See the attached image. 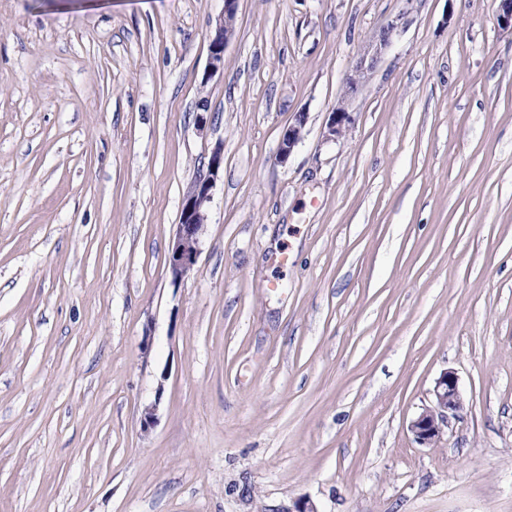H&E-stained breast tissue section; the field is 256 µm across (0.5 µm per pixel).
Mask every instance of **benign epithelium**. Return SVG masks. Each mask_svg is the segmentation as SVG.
<instances>
[{"label":"benign epithelium","mask_w":512,"mask_h":512,"mask_svg":"<svg viewBox=\"0 0 512 512\" xmlns=\"http://www.w3.org/2000/svg\"><path fill=\"white\" fill-rule=\"evenodd\" d=\"M237 3L238 0H224V11L210 31L208 72L211 75L224 70V50L234 33ZM403 29L404 16L400 14L393 17L372 37L362 56L349 69L345 77L344 94L332 111L326 139L337 141L349 131L353 122L348 110L350 99L359 92L368 72L373 70L382 53L392 45ZM306 120V113H297L294 122L283 132L277 154L279 163H286L301 141ZM223 166L224 151L218 146L183 197L179 224L169 257V272L175 284L188 278L196 263L207 221V205ZM433 395L432 404L425 407L410 423V431L415 441L421 445H431L439 440L443 424L449 417L458 415L464 407L458 377L451 370L442 372L437 378Z\"/></svg>","instance_id":"benign-epithelium-1"}]
</instances>
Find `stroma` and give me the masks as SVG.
Segmentation results:
<instances>
[{"label": "stroma", "instance_id": "stroma-1", "mask_svg": "<svg viewBox=\"0 0 512 512\" xmlns=\"http://www.w3.org/2000/svg\"><path fill=\"white\" fill-rule=\"evenodd\" d=\"M498 7L239 0L210 77L224 0H0V512H512ZM219 145L176 285L182 197ZM446 370L464 409L424 446L409 424ZM239 0H224V11L210 31L208 72L210 75L224 70V50L234 33V19ZM403 19V14L397 15L381 27L378 33L372 37L362 56L347 72L344 82V94L337 101L336 107L331 112L332 116L325 135L326 139L332 141L339 140L349 131L353 118L348 110V103L362 88L368 72L373 70L382 53L403 32ZM306 113L299 112L295 115L294 122L283 132L279 144L277 161L284 164L293 153L302 138V131L306 124Z\"/></svg>", "mask_w": 512, "mask_h": 512}]
</instances>
